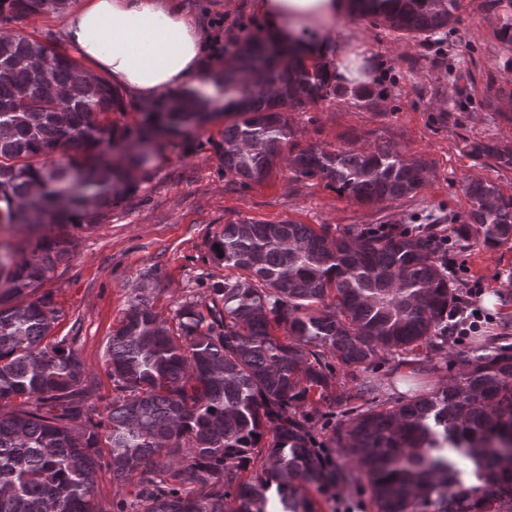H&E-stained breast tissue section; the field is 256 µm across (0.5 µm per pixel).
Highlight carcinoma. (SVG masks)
<instances>
[{
	"mask_svg": "<svg viewBox=\"0 0 512 512\" xmlns=\"http://www.w3.org/2000/svg\"><path fill=\"white\" fill-rule=\"evenodd\" d=\"M355 13L417 41L454 22L457 0H353ZM66 0H0V23L58 12ZM224 107L187 92L142 108L138 134L121 92L65 53L0 33V221L100 218L131 189L165 131L232 116L224 172L261 184L277 163L360 204L414 196L431 161L388 142L295 149L288 113L340 95L326 63L248 37L222 77ZM472 152L512 166L509 144ZM461 248L512 241V195L471 180ZM16 258L0 246V512H317L311 489L366 480L375 512H512V351L478 348L448 385L414 399L350 407L335 368L356 377L419 348L448 345L460 302L445 251L427 232L336 233L291 220L238 219L209 241L240 274L159 318L143 288L106 343L116 395L108 426L77 352L45 339L62 317L47 291L76 255L73 237L42 234ZM344 419L317 439L320 407ZM342 452L341 462L327 457ZM134 497L94 503L101 461Z\"/></svg>",
	"mask_w": 512,
	"mask_h": 512,
	"instance_id": "obj_1",
	"label": "carcinoma"
}]
</instances>
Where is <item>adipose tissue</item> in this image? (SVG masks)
Returning a JSON list of instances; mask_svg holds the SVG:
<instances>
[{
	"label": "adipose tissue",
	"mask_w": 512,
	"mask_h": 512,
	"mask_svg": "<svg viewBox=\"0 0 512 512\" xmlns=\"http://www.w3.org/2000/svg\"><path fill=\"white\" fill-rule=\"evenodd\" d=\"M264 29L309 57L333 59L339 77L362 76L361 57L324 40L326 24L350 14L349 0H258ZM66 38L90 67L133 97L159 99L194 87L213 94L204 40L175 0H78L66 14Z\"/></svg>",
	"instance_id": "1"
}]
</instances>
